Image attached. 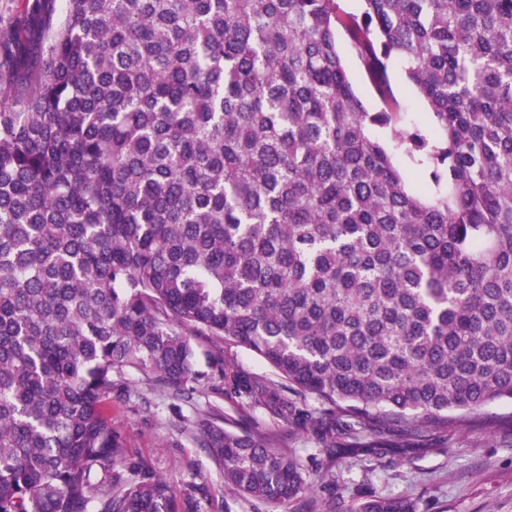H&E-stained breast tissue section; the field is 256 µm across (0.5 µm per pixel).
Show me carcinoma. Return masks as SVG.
<instances>
[{
    "label": "carcinoma",
    "mask_w": 512,
    "mask_h": 512,
    "mask_svg": "<svg viewBox=\"0 0 512 512\" xmlns=\"http://www.w3.org/2000/svg\"><path fill=\"white\" fill-rule=\"evenodd\" d=\"M54 3L25 0L32 36L0 19V512L216 507L108 416L130 371L190 396L192 336L255 354L230 392L331 461L512 400V0ZM396 63L425 125L400 127ZM222 422L178 431L224 484L337 512L333 473Z\"/></svg>",
    "instance_id": "obj_1"
}]
</instances>
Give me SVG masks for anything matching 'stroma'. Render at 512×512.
Instances as JSON below:
<instances>
[{"mask_svg": "<svg viewBox=\"0 0 512 512\" xmlns=\"http://www.w3.org/2000/svg\"><path fill=\"white\" fill-rule=\"evenodd\" d=\"M191 342L202 375L193 400L186 403L150 392L138 374H128V392L112 396V429L131 456L173 484L196 477L208 480L221 512H266L263 503L243 500L228 489L204 450L170 429L172 423L216 406L228 420L249 429L287 433V426L242 408L224 386L223 370L261 374L266 367L244 348L225 347L223 359L216 360L204 338L195 336ZM486 413V424L449 427L448 446L442 450L386 448L378 456L342 451L335 472L348 490L339 512H351L371 491L411 497L419 512H512V401L496 402Z\"/></svg>", "mask_w": 512, "mask_h": 512, "instance_id": "35a3bbf8", "label": "stroma"}]
</instances>
